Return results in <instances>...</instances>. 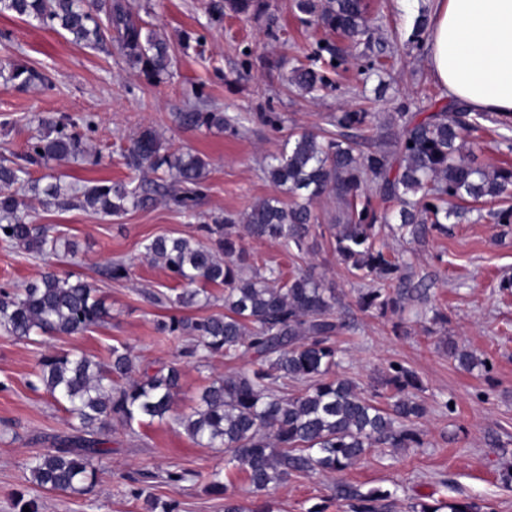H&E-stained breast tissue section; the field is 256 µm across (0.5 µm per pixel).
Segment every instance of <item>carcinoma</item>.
Instances as JSON below:
<instances>
[{
    "label": "carcinoma",
    "instance_id": "1",
    "mask_svg": "<svg viewBox=\"0 0 512 512\" xmlns=\"http://www.w3.org/2000/svg\"><path fill=\"white\" fill-rule=\"evenodd\" d=\"M296 10L308 22L357 43L369 31L363 0H295ZM260 16L263 0H220L210 6L216 18L224 11ZM11 12L63 30L75 43L104 45V29L117 33L125 61L148 77L158 78L172 65L170 45L154 31L145 32L126 0H0V13ZM309 63L294 66L288 82L306 94L335 85L319 63L336 71L347 59L327 41L308 55ZM386 69L382 53H362L360 74L370 77ZM9 80L20 85L52 83L41 72L10 62L0 64ZM366 112H339L328 117L335 130L291 134L279 153L263 165L266 179L279 194L260 200L244 216L227 214L204 224L207 240L193 235L155 237L144 251L181 285L175 296L153 292L154 304L180 309H202L211 296L200 283L224 286V313L171 317L158 324L166 335L191 336L182 356L205 366L222 356L232 362L251 357L256 368L217 378L199 395L195 407L180 414L176 398L181 371L171 363L154 373L139 368L129 350L112 348L108 364L85 354L63 352L40 358L34 390H44L77 421L72 433L27 464L31 480L48 491L81 494L96 477L95 461L106 453L102 431L118 423L134 425L174 419L197 444L222 448L225 463L243 470L251 493L260 496L273 483L315 471L344 472L361 462L373 447L411 448L420 444L414 426L425 408L411 390L416 374L407 367L389 365L383 385L367 394L338 373L337 336L349 324L336 310V289L326 288L311 275H288L278 266L255 268L246 262L235 229L260 241H273L287 252L303 254L318 223L312 205L333 196L344 206L338 223L327 225L337 259L361 279L376 287L359 294L362 310L394 314L404 303L425 294L402 274L398 261L376 248L378 229L421 241L433 232L448 230V222L467 219L461 203L492 201L512 194V170H489L463 155V133L479 128L478 120L512 127V120L488 112H469L452 103L437 112L397 113L398 136L377 131L375 149L361 148L355 131L367 122ZM182 127L217 128L239 136L258 121L278 128V112L202 111L191 106L176 113ZM86 156L82 136L51 116L38 118V134L27 152L0 162V240L37 255H75L69 240L48 234L21 211L18 191L32 194L46 207L80 208L105 216H121L131 208H145L157 197H171L182 210L195 208L205 192L208 162L191 152L168 154L156 133L145 129L130 142L125 165L134 172L165 167L171 184L157 181L112 184H67L53 174L48 182L31 180L29 167L52 161H79ZM371 186L386 207L378 211L370 201L357 204L362 188ZM512 223V206L478 214L476 222ZM110 317L97 288L75 275L45 271L19 290L0 289V330L19 339L33 336H71ZM301 384L296 394L288 383ZM209 490L224 495V512H273L264 503L255 509L241 505L220 478L209 475ZM336 498L346 512H392V493L363 492L349 484L336 485ZM481 512L472 503L422 504L412 512Z\"/></svg>",
    "mask_w": 512,
    "mask_h": 512
}]
</instances>
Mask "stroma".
<instances>
[{
	"mask_svg": "<svg viewBox=\"0 0 512 512\" xmlns=\"http://www.w3.org/2000/svg\"><path fill=\"white\" fill-rule=\"evenodd\" d=\"M129 2L145 29L168 40L175 60L170 74L147 79L112 44H78L34 19L0 13V60L34 68L55 82L54 89L45 90L0 78V156L24 152L37 133L38 116H66L77 122L91 115L98 127L84 142L88 152L99 154V161L53 162L46 172L69 175L80 185L133 180L122 151L146 128L168 151L189 150L209 163L207 190L191 213L166 197L119 217L46 208L31 196L22 197V209L33 223L75 241L79 253L74 258L39 256L0 240V287H23L49 268L72 273L97 284L112 318L80 335L33 342L0 332V512H16L14 502L20 496L37 498L40 512H146L143 500L128 495L132 486L159 500L179 502L181 512H224L223 497L206 489L205 475L216 469L241 504L256 506L244 473L225 465L223 449L196 444L173 421L134 434L118 425L104 430L107 453L87 493L37 488L29 480L27 461L70 431L64 408L29 385L37 361L42 353L61 350L106 363L112 348L124 346L143 368L176 363L182 371L177 409L189 411L213 379L250 369L251 363L216 357L200 367L180 354L189 337L158 334L157 322L180 310L147 298L148 292L168 290L174 282L145 256L146 240L197 233L201 225L227 213H244L271 195L273 187L261 170L265 158L289 134L325 127L329 114L370 112L385 123L402 109L423 112L448 101L432 77L425 51L416 50L411 41L420 8L431 0H365L373 38L394 53L393 66L380 81L360 75L362 46L307 24L293 0H266L267 11L258 20L229 13L213 19L210 0ZM322 41L335 43L349 64L333 74L335 91L314 99L288 87L284 74ZM247 61L252 64L248 70L243 67ZM199 94L220 111H273L282 114L283 123L277 130L255 123L244 136L179 126L176 112ZM466 140L480 143L476 158L484 167L512 168L507 147L512 131H474ZM45 171L37 168L33 174ZM313 210L320 226L313 229L305 254L292 256L274 242L244 235L240 244L249 263L299 268L343 292L341 312L349 328L338 338L341 374L367 388L377 385L389 363H400L417 374L426 414L415 425L419 447L373 449L363 462L339 475L292 476L269 488L266 499L274 512H309L316 504L325 512H344L334 496L341 481L364 491L390 490L393 512H411L413 503L436 499L512 512V483L503 480L512 469V223L452 224L447 233L420 242L381 233L385 251L408 263L413 280L429 288L427 301L405 302L400 314L384 316L356 306L359 291L370 283L337 262L330 236L320 231L335 222L340 212L336 199L322 198ZM114 260L129 265V277H103V268ZM433 307L447 315V322L430 321L427 312ZM449 340L480 358L481 366L470 371L461 367L448 355ZM162 471H187L191 477L156 480Z\"/></svg>",
	"mask_w": 512,
	"mask_h": 512,
	"instance_id": "obj_1",
	"label": "stroma"
}]
</instances>
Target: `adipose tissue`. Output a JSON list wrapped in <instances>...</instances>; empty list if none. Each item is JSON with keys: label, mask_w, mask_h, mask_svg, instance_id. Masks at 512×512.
Returning a JSON list of instances; mask_svg holds the SVG:
<instances>
[{"label": "adipose tissue", "mask_w": 512, "mask_h": 512, "mask_svg": "<svg viewBox=\"0 0 512 512\" xmlns=\"http://www.w3.org/2000/svg\"><path fill=\"white\" fill-rule=\"evenodd\" d=\"M427 61L449 98L512 116V0H436Z\"/></svg>", "instance_id": "obj_1"}]
</instances>
